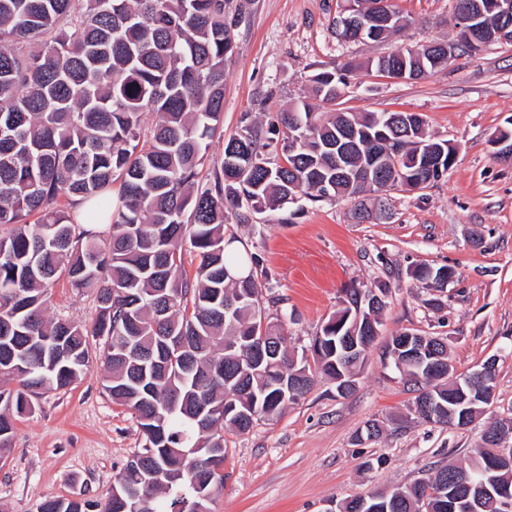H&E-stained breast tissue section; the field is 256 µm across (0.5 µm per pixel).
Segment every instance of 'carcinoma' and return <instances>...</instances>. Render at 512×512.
I'll return each instance as SVG.
<instances>
[{
  "label": "carcinoma",
  "instance_id": "obj_1",
  "mask_svg": "<svg viewBox=\"0 0 512 512\" xmlns=\"http://www.w3.org/2000/svg\"><path fill=\"white\" fill-rule=\"evenodd\" d=\"M226 0H0V451L15 422L34 413L33 397L66 388L89 367L87 339L98 338L112 402L135 413L143 443L119 473L99 512H210L224 484V431L244 433L281 418L319 377L356 376L344 357L354 335L360 352L380 327L388 288H348L320 326L318 352L296 350L261 305L255 252L231 255L233 220L301 199L359 198L354 218L371 211L362 197L381 192L402 170L434 185L448 173L452 148L403 112L332 109L355 68L317 72L315 112L301 100L276 127L244 115L224 142L220 167L200 177L210 141L222 132L224 65L233 53ZM403 50L370 60L399 68ZM153 122L143 129L145 113ZM120 178L119 204L108 191ZM109 222L108 235L96 230ZM198 258L194 273L185 253ZM449 266L409 271L417 287L441 292ZM65 277L92 290L97 316L87 327L48 315L47 290ZM433 357L393 368L412 381L411 410L423 423L448 417V401L469 393L464 374L426 373L452 360L444 338ZM489 428L512 456V418ZM477 457L429 478L366 495L374 512H451L459 493L486 483L479 512H512V460L482 436ZM90 503L48 499L39 512H88Z\"/></svg>",
  "mask_w": 512,
  "mask_h": 512
}]
</instances>
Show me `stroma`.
<instances>
[{"label":"stroma","mask_w":512,"mask_h":512,"mask_svg":"<svg viewBox=\"0 0 512 512\" xmlns=\"http://www.w3.org/2000/svg\"><path fill=\"white\" fill-rule=\"evenodd\" d=\"M249 2L232 29L224 136L211 143L207 172L219 165L225 139L240 133L244 113L270 122L308 96L312 74L401 45L456 39L454 0H392L409 23L382 42L337 38L344 0ZM336 107L418 113L427 132L456 144L458 153L433 187L390 191L386 219L357 222L352 201L336 199L231 224L242 247L260 256L282 310L293 314L292 345L308 346L345 288L383 282L390 292L381 339L404 331L447 338L460 373L496 358L493 416L512 417V159L494 156L495 137L512 131V43L456 52L446 70L417 80L358 71ZM422 264L455 271L439 295L440 308L408 276ZM48 313L91 324L95 296L58 279ZM104 376L93 340L84 376L35 397V412L17 422L9 449L0 453V512H37L49 498L101 503L111 495L142 437L134 413L105 393ZM413 397L373 346L350 396H337L334 384L321 379L280 419L244 434L225 432L224 484L213 491L211 512H328L346 499L427 478L438 466L467 463L489 418L461 430L424 424L409 409ZM372 419L385 423V434L358 441Z\"/></svg>","instance_id":"stroma-1"}]
</instances>
